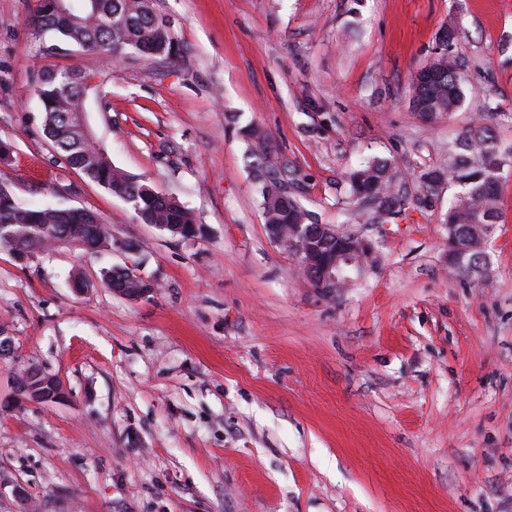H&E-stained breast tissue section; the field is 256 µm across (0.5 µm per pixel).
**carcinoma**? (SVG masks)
Returning <instances> with one entry per match:
<instances>
[{
	"label": "carcinoma",
	"instance_id": "carcinoma-1",
	"mask_svg": "<svg viewBox=\"0 0 512 512\" xmlns=\"http://www.w3.org/2000/svg\"><path fill=\"white\" fill-rule=\"evenodd\" d=\"M71 18L57 14L50 0H38L35 8L41 30L60 41L77 45L92 53L114 57L132 50L148 59L171 55L179 48L173 27L159 21V12L144 0H69ZM458 35L448 31L436 56L429 64L433 72L427 84L414 83L412 108L425 122L446 119L463 102L461 76L451 47ZM91 75L64 69L44 74L37 95L44 112V131L56 153L72 169L109 190L121 199H130L132 210L144 224L174 237L190 240L201 234L194 213L178 199L158 190L150 179L127 174L112 165L95 144L80 140L72 131V115L84 108L83 94ZM497 114L493 113L466 130L448 149V159L440 166L418 175L421 195L411 199L397 185L393 164L385 159H370L343 175L347 208L346 224H391L413 203L425 207L429 194L446 184L456 188L448 200L445 223L448 224V259L450 266L464 277L478 275L488 264L485 250L500 218L499 184L507 160L496 147ZM256 140L249 149L253 158V177L261 187V206L266 234L282 231L291 224L311 229L319 252L313 264H299L309 283H314L313 269L327 254L336 253L338 238L351 237L339 225L319 229L295 194L288 190V159L270 160L265 137L251 128ZM75 244L84 250L99 252L112 249L109 225L91 211L82 215L68 208L48 207L17 197L10 184L0 181V249L23 256L47 247ZM102 284L129 299H142L151 292L150 281L137 273V267L115 266L101 273Z\"/></svg>",
	"mask_w": 512,
	"mask_h": 512
}]
</instances>
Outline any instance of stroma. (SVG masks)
<instances>
[{
  "label": "stroma",
  "mask_w": 512,
  "mask_h": 512,
  "mask_svg": "<svg viewBox=\"0 0 512 512\" xmlns=\"http://www.w3.org/2000/svg\"><path fill=\"white\" fill-rule=\"evenodd\" d=\"M0 0V180L95 212L112 250L0 249V512H512V171L480 277L448 268L439 187L395 224L351 225L365 271L324 293L264 228L243 128L286 156L322 223L369 157L409 194L487 113H512V0H155L181 46L115 59ZM459 34L464 105L423 122L413 79ZM90 74L86 120L112 165L178 197L181 240L61 161L44 71ZM143 247L147 298L97 287ZM61 400L13 404L20 372Z\"/></svg>",
  "instance_id": "35a3bbf8"
}]
</instances>
